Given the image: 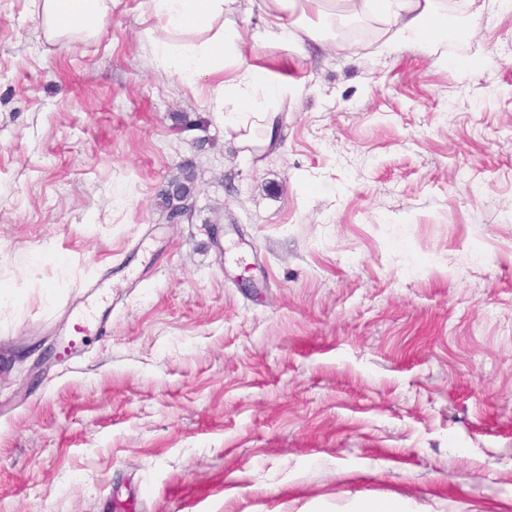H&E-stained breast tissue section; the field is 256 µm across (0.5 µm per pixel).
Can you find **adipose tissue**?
<instances>
[{"mask_svg":"<svg viewBox=\"0 0 512 512\" xmlns=\"http://www.w3.org/2000/svg\"><path fill=\"white\" fill-rule=\"evenodd\" d=\"M163 33L153 52L162 68L174 71L189 85L208 82L207 107L234 137L237 148L250 152L278 144L284 134L277 103L288 85L271 71L243 61L242 32L225 19L230 0H145ZM268 27L254 37V48L268 41L293 44L302 52L294 26L308 13L317 20L335 15L336 0H261ZM33 6L52 40L65 41L73 33H99L112 9V0H33ZM361 9L387 17L399 33L418 43L447 40L449 31H466L468 17L441 16V0H361ZM236 64L225 76L227 61Z\"/></svg>","mask_w":512,"mask_h":512,"instance_id":"ef3b65f1","label":"adipose tissue"}]
</instances>
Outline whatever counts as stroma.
I'll use <instances>...</instances> for the list:
<instances>
[{"instance_id":"obj_1","label":"stroma","mask_w":512,"mask_h":512,"mask_svg":"<svg viewBox=\"0 0 512 512\" xmlns=\"http://www.w3.org/2000/svg\"><path fill=\"white\" fill-rule=\"evenodd\" d=\"M500 2L427 46L367 13L267 42L287 132L249 157L143 0L63 45L0 0V512H512Z\"/></svg>"}]
</instances>
